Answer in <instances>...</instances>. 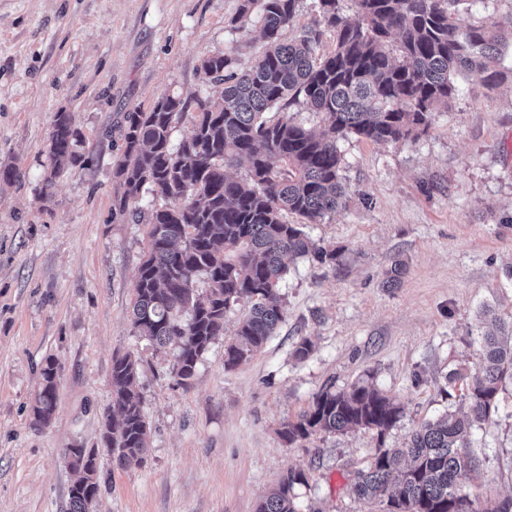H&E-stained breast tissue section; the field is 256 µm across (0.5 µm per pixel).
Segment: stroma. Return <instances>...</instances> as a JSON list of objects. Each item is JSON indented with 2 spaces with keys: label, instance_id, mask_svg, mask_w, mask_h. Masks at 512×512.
<instances>
[{
  "label": "stroma",
  "instance_id": "1",
  "mask_svg": "<svg viewBox=\"0 0 512 512\" xmlns=\"http://www.w3.org/2000/svg\"><path fill=\"white\" fill-rule=\"evenodd\" d=\"M239 0H0V512H68L65 451L94 448L112 404V357L139 363L150 428L142 466L99 459L95 512H255L288 469L298 512H369L350 489L378 444L400 448L421 423L465 408L486 329L512 319V32L493 91L457 75L459 94L417 140H342L346 208L305 228L336 260L296 259L280 284L287 316L250 360L228 370L224 342L189 386L172 352L132 332L133 283L148 226L116 205L124 113L174 94L219 96L200 65L261 45L232 22ZM70 113L80 162L42 195L57 113ZM314 349L303 360L302 338ZM54 359L57 404L31 403ZM367 381L403 409L377 440L364 430L286 444L281 423L323 388ZM480 501L512 497V382L492 423L472 430Z\"/></svg>",
  "mask_w": 512,
  "mask_h": 512
}]
</instances>
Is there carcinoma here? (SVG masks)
Instances as JSON below:
<instances>
[{
	"instance_id": "obj_1",
	"label": "carcinoma",
	"mask_w": 512,
	"mask_h": 512,
	"mask_svg": "<svg viewBox=\"0 0 512 512\" xmlns=\"http://www.w3.org/2000/svg\"><path fill=\"white\" fill-rule=\"evenodd\" d=\"M297 0H240L235 21L257 19L262 49L240 70L229 54L203 60L201 69L224 83L218 97L199 99L190 134L171 144L173 123L186 111L181 98L163 97L148 112L123 116L124 150L113 164L122 193L119 210L146 192L164 200L151 212L148 242L137 270L130 322L135 334L174 350L171 374L186 385L214 340L224 335V316L249 304L224 345L232 369L260 351L285 319L279 284L290 262L307 255L322 263L336 252L304 231L346 208L348 188L338 143L350 136L377 143L416 139L432 112L456 97L455 75L466 72L486 90L505 72L489 65L499 54L497 25L459 33V6L473 0H351L353 17L341 0H317L322 25L333 29L335 47L318 55L321 31L309 28L281 41ZM304 103L322 114L321 129L296 124L287 108ZM275 120L265 118L271 110ZM68 113L56 115L47 153L50 172L43 195L61 171L80 159ZM247 163L246 174L228 170ZM295 215L300 223L291 224ZM204 279L206 294L197 293ZM498 333L483 337L481 362L465 396L467 410L421 424L402 448H376L354 472L358 500L380 512H508L512 498L481 509L462 494L475 463L462 453L470 431L490 420L499 392L512 381V323L497 317ZM56 363L41 370L42 387L32 414L50 424L56 405ZM112 421L104 422L100 448H83L89 488L70 489L69 512H94L99 492V449L120 467L140 466L149 447L138 361L112 357ZM401 408L374 385L325 388L295 418L281 423L280 437L292 445L314 434L354 429L383 440ZM308 484L305 471L290 469L256 512H297L294 489Z\"/></svg>"
}]
</instances>
